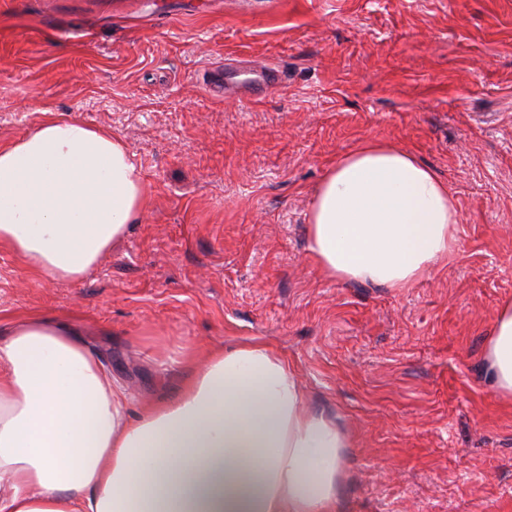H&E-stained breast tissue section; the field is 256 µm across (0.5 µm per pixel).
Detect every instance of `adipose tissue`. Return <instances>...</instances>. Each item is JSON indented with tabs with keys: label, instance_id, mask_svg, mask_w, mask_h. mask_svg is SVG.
<instances>
[{
	"label": "adipose tissue",
	"instance_id": "ef3b65f1",
	"mask_svg": "<svg viewBox=\"0 0 512 512\" xmlns=\"http://www.w3.org/2000/svg\"><path fill=\"white\" fill-rule=\"evenodd\" d=\"M42 120L0 145V249L83 278L140 220L147 184L110 129ZM459 212L413 154L366 141L330 166L308 250L332 279L406 288L449 259ZM512 397V301L485 348ZM346 441L263 342L213 348L172 401L130 412L126 385L65 320L0 327V512H337Z\"/></svg>",
	"mask_w": 512,
	"mask_h": 512
}]
</instances>
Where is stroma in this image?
Returning <instances> with one entry per match:
<instances>
[{
    "mask_svg": "<svg viewBox=\"0 0 512 512\" xmlns=\"http://www.w3.org/2000/svg\"><path fill=\"white\" fill-rule=\"evenodd\" d=\"M275 69L217 96L204 70ZM112 129L149 188L81 280L0 249V323L70 322L132 392L174 397L187 351L261 341L347 435L341 512H512V400L484 347L512 300V0H0V143L40 106ZM414 154L459 207L412 287L328 278L307 214L366 140Z\"/></svg>",
    "mask_w": 512,
    "mask_h": 512,
    "instance_id": "1",
    "label": "stroma"
}]
</instances>
